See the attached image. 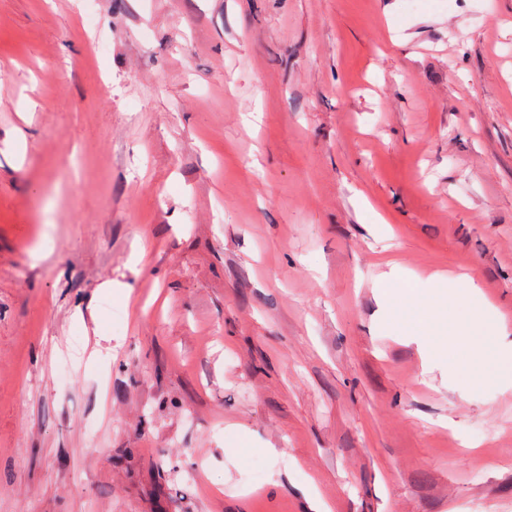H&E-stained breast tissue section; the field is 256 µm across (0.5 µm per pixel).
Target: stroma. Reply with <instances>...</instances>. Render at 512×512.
<instances>
[{"label":"stroma","mask_w":512,"mask_h":512,"mask_svg":"<svg viewBox=\"0 0 512 512\" xmlns=\"http://www.w3.org/2000/svg\"><path fill=\"white\" fill-rule=\"evenodd\" d=\"M512 0H0V512H512ZM457 289H468L458 291ZM428 311L419 313L410 303L402 302V316L408 326L426 329L434 326L458 340L471 357L467 379L482 386L501 378L512 379V339L509 340L505 317L477 288H451L438 282L426 296ZM448 311L453 314L449 323Z\"/></svg>","instance_id":"35a3bbf8"}]
</instances>
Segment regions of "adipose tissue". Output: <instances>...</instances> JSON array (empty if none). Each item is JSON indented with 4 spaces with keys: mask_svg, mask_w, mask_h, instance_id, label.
Listing matches in <instances>:
<instances>
[{
    "mask_svg": "<svg viewBox=\"0 0 512 512\" xmlns=\"http://www.w3.org/2000/svg\"><path fill=\"white\" fill-rule=\"evenodd\" d=\"M428 309L403 303L402 314L415 329L436 328L459 337L471 357L468 380L481 386L512 377V331L505 317L477 289L460 291L437 283L426 296Z\"/></svg>",
    "mask_w": 512,
    "mask_h": 512,
    "instance_id": "adipose-tissue-1",
    "label": "adipose tissue"
}]
</instances>
